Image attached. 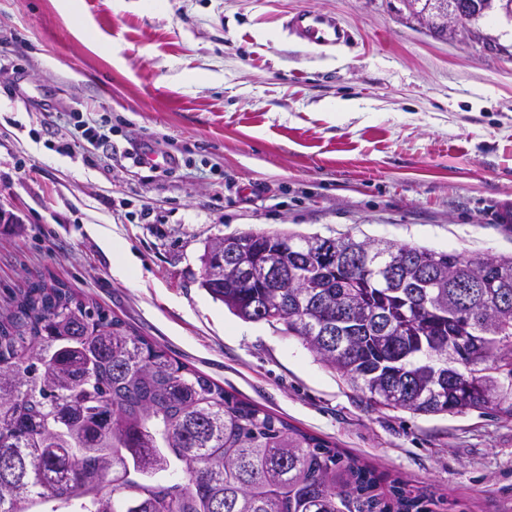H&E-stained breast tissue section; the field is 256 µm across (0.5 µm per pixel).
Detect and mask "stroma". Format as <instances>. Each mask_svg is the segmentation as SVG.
Masks as SVG:
<instances>
[{"label": "stroma", "mask_w": 512, "mask_h": 512, "mask_svg": "<svg viewBox=\"0 0 512 512\" xmlns=\"http://www.w3.org/2000/svg\"><path fill=\"white\" fill-rule=\"evenodd\" d=\"M301 9L349 39L289 33ZM0 210L18 220L0 224L1 304L26 278L65 284L435 512H512L511 414L370 406L200 286L205 244L246 231L512 255V21L438 37L401 0H0Z\"/></svg>", "instance_id": "obj_1"}]
</instances>
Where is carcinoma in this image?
Wrapping results in <instances>:
<instances>
[{
	"instance_id": "cac0c4a2",
	"label": "carcinoma",
	"mask_w": 512,
	"mask_h": 512,
	"mask_svg": "<svg viewBox=\"0 0 512 512\" xmlns=\"http://www.w3.org/2000/svg\"><path fill=\"white\" fill-rule=\"evenodd\" d=\"M456 0L405 7L436 35ZM512 20V0H477ZM249 260L273 256L263 288L217 274L200 286L235 316L298 337L372 406L414 414L512 405V256L371 240L242 232ZM316 275L317 291L300 287ZM476 277L485 288H470ZM386 481L130 330L61 283L25 280L0 313V512H426Z\"/></svg>"
}]
</instances>
